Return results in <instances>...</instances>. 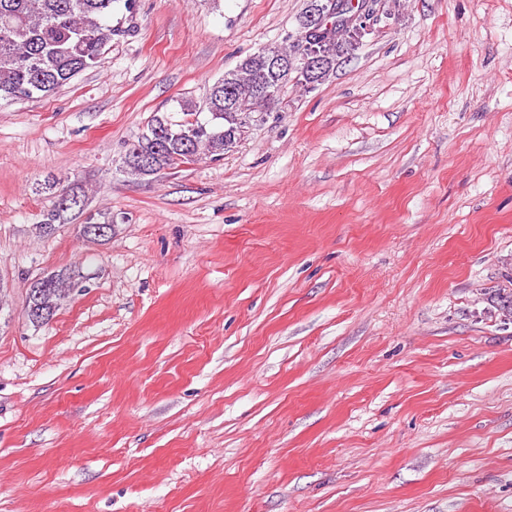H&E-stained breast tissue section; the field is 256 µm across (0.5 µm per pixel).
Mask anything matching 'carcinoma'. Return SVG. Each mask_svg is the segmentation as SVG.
<instances>
[{"label": "carcinoma", "instance_id": "1", "mask_svg": "<svg viewBox=\"0 0 512 512\" xmlns=\"http://www.w3.org/2000/svg\"><path fill=\"white\" fill-rule=\"evenodd\" d=\"M118 0H0V101L20 102L45 96L68 83L79 73L97 66L112 39L125 33L122 26L112 24L113 4ZM319 0H306L297 28L286 34L288 46L279 48L295 59L309 39L303 35V21ZM363 34L338 29L317 43L321 66L311 80L302 68L280 71L271 67L262 51L243 58L235 69L224 73L209 90L206 99L208 117H197L195 106L181 105L185 119L175 122L162 114L154 116L145 130L132 143L125 156L128 169L149 176L188 162L184 158L185 141L192 142L195 159L218 161L234 148L246 128L243 111L258 106L272 112L280 104L284 88L323 83L336 64L351 55L361 43ZM256 83L274 87V93L257 104L252 100ZM229 87L240 100V108L224 107V88ZM64 221L58 209L46 214L36 225L38 232L49 236ZM77 285L75 273H52L35 281L28 295L34 298L39 314L29 319L33 326L51 320L70 297Z\"/></svg>", "mask_w": 512, "mask_h": 512}]
</instances>
